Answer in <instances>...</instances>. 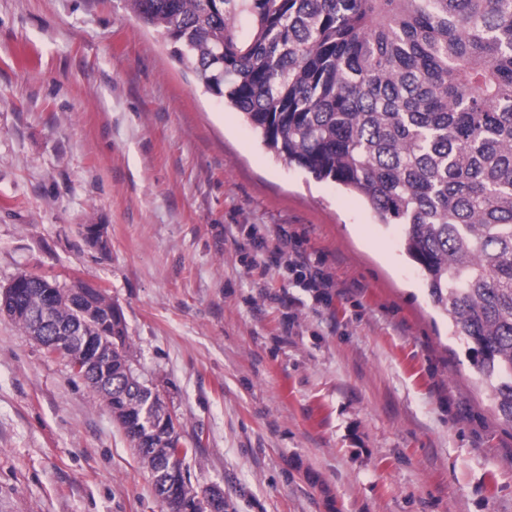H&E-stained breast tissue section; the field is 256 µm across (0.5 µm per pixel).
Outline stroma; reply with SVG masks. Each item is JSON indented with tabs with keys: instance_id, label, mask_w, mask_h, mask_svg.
I'll return each instance as SVG.
<instances>
[{
	"instance_id": "1",
	"label": "stroma",
	"mask_w": 512,
	"mask_h": 512,
	"mask_svg": "<svg viewBox=\"0 0 512 512\" xmlns=\"http://www.w3.org/2000/svg\"><path fill=\"white\" fill-rule=\"evenodd\" d=\"M255 234L279 266L250 268ZM23 273L102 285L226 512H512V425L400 227L277 159L127 0H0V290ZM0 512H167L3 315Z\"/></svg>"
}]
</instances>
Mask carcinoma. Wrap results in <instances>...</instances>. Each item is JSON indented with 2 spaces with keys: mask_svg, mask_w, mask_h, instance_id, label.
Masks as SVG:
<instances>
[{
  "mask_svg": "<svg viewBox=\"0 0 512 512\" xmlns=\"http://www.w3.org/2000/svg\"><path fill=\"white\" fill-rule=\"evenodd\" d=\"M204 89L244 115L277 157L369 202L403 248L512 424V0H129ZM54 320L96 344L89 383L133 423L131 442L170 512H224L172 461L180 434L132 390L127 329L97 296L84 316L56 287ZM44 304L17 288L28 334ZM112 335H107V332ZM151 426H135L143 415Z\"/></svg>",
  "mask_w": 512,
  "mask_h": 512,
  "instance_id": "obj_1",
  "label": "carcinoma"
}]
</instances>
